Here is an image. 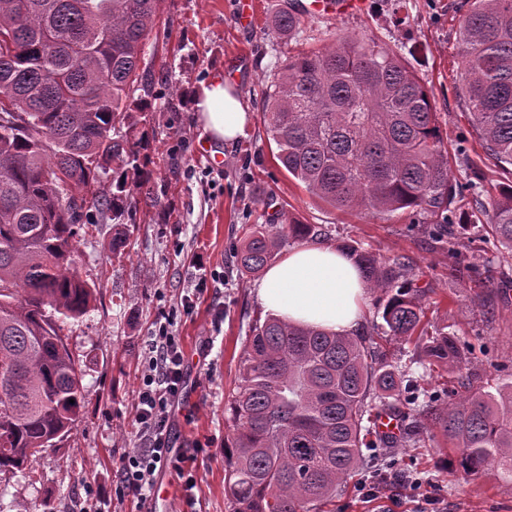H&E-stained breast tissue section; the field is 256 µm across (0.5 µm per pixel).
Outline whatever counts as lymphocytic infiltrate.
Returning a JSON list of instances; mask_svg holds the SVG:
<instances>
[{
    "instance_id": "1",
    "label": "lymphocytic infiltrate",
    "mask_w": 512,
    "mask_h": 512,
    "mask_svg": "<svg viewBox=\"0 0 512 512\" xmlns=\"http://www.w3.org/2000/svg\"><path fill=\"white\" fill-rule=\"evenodd\" d=\"M174 319L156 326L141 362L134 399V423L139 444L123 455L118 469L120 496L146 504L158 474L174 471L186 501H193L198 484L193 470L184 468L182 455L173 454L172 408L184 390V352L174 331Z\"/></svg>"
}]
</instances>
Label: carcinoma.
<instances>
[{
  "mask_svg": "<svg viewBox=\"0 0 512 512\" xmlns=\"http://www.w3.org/2000/svg\"><path fill=\"white\" fill-rule=\"evenodd\" d=\"M459 28L463 91L490 155L512 165V0H468ZM163 0H0V474L33 478L34 463L75 427L85 369L63 331L91 311L95 287L76 268L77 240L97 217L125 225L133 194L151 182L140 162L135 96ZM302 19L275 15L292 38ZM262 121L288 176L341 211L410 210L453 239L463 186L428 90L392 48L351 38L288 57L273 74ZM126 128L123 135L117 128ZM512 253V185L499 190L488 224ZM322 230L286 217L253 224L234 249L254 274L292 240ZM379 290L391 336L409 340L422 307L399 258L346 244ZM429 362L463 374L467 349L438 332ZM237 391L225 408L224 496L230 512H324L364 451L419 441L436 425L470 477L512 482V383L433 401L405 425L402 381L367 341L288 323L272 314L251 327ZM402 425L378 432L369 402Z\"/></svg>",
  "mask_w": 512,
  "mask_h": 512,
  "instance_id": "1",
  "label": "carcinoma"
}]
</instances>
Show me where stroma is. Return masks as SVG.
I'll return each mask as SVG.
<instances>
[{
	"label": "stroma",
	"mask_w": 512,
	"mask_h": 512,
	"mask_svg": "<svg viewBox=\"0 0 512 512\" xmlns=\"http://www.w3.org/2000/svg\"><path fill=\"white\" fill-rule=\"evenodd\" d=\"M256 2V19L245 27L237 0H165L145 56L149 93L160 105L138 116L139 129L148 134L141 160L152 181L134 195L121 257L112 255L108 221L90 225L78 244L80 273L96 286L92 311L68 334L71 350L86 362L82 416L61 447L37 459L41 482L0 476V502L9 512L33 505L41 512H80L88 489L112 494L120 459L137 444L133 398L144 340L201 277L221 283L200 296L192 314L176 319L187 370L172 418L173 444L193 458L199 483L194 505L178 497L172 510L229 512L224 406L238 386L250 328L266 315L254 290L257 276L241 274L233 252L246 226L259 223L271 207L325 230L327 243L404 257L408 278L421 292L427 334L443 330L471 344V383L512 381V255L486 231L493 198L512 184V166L491 158L462 96L458 32L467 0H367L358 13L304 15L300 36L291 40L278 38L271 21L300 0ZM339 36L399 49L429 91L441 114L452 172L467 183L465 199L478 209L475 222L457 237L458 258L449 257L447 244L436 242L416 214L399 211L387 218L333 209L277 164L276 145L259 118L273 73L298 48L322 49ZM216 73L235 83L254 115L230 148L210 142L194 119V92ZM215 157L220 166L212 165ZM196 254L203 270L188 264ZM458 260L476 268L477 278L457 277ZM382 323L378 295L367 292L362 330L400 371L403 389L442 399L451 392L464 396L456 374L429 366L422 347L383 334ZM379 472L419 479L438 512H512V484L491 474L464 475L456 450L436 431L365 463L329 512H424L421 497L396 485L364 497L361 483Z\"/></svg>",
	"instance_id": "35a3bbf8"
}]
</instances>
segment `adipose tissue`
Instances as JSON below:
<instances>
[{"mask_svg":"<svg viewBox=\"0 0 512 512\" xmlns=\"http://www.w3.org/2000/svg\"><path fill=\"white\" fill-rule=\"evenodd\" d=\"M195 118L210 139L231 146L250 125L236 88L212 77L198 97ZM265 311L288 321L340 334H355L363 320L366 284L342 248L304 243L270 266L256 286Z\"/></svg>","mask_w":512,"mask_h":512,"instance_id":"adipose-tissue-1","label":"adipose tissue"}]
</instances>
